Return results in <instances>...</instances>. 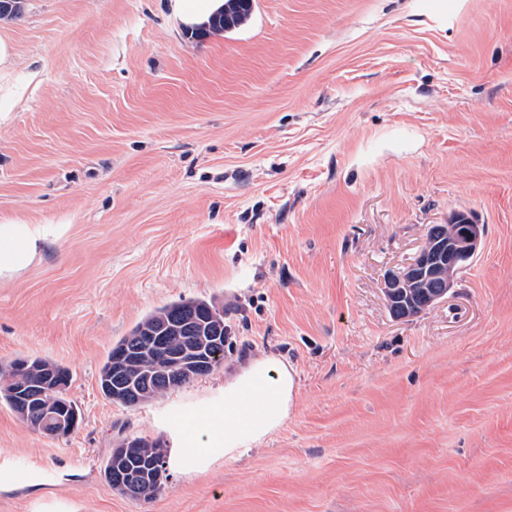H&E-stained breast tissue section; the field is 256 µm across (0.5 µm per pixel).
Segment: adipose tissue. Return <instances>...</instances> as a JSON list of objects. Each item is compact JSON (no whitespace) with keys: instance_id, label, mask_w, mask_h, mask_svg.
<instances>
[{"instance_id":"adipose-tissue-1","label":"adipose tissue","mask_w":512,"mask_h":512,"mask_svg":"<svg viewBox=\"0 0 512 512\" xmlns=\"http://www.w3.org/2000/svg\"><path fill=\"white\" fill-rule=\"evenodd\" d=\"M51 231L47 224L0 221V279H12L40 256ZM294 397V376L272 357L252 359L224 386L218 409L189 419V445L170 449L178 460L210 463L238 458L246 443H259L287 420Z\"/></svg>"}]
</instances>
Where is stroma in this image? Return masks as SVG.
I'll return each mask as SVG.
<instances>
[{
	"label": "stroma",
	"mask_w": 512,
	"mask_h": 512,
	"mask_svg": "<svg viewBox=\"0 0 512 512\" xmlns=\"http://www.w3.org/2000/svg\"><path fill=\"white\" fill-rule=\"evenodd\" d=\"M0 35V217L62 227L0 282V364L68 367L80 413L48 436L0 404V512H512V0H254L203 40L172 0H25ZM457 212L482 248L395 319L386 273ZM182 298L223 309V368L103 397ZM260 356L294 373L280 429L112 491L119 440L179 447Z\"/></svg>",
	"instance_id": "obj_1"
}]
</instances>
